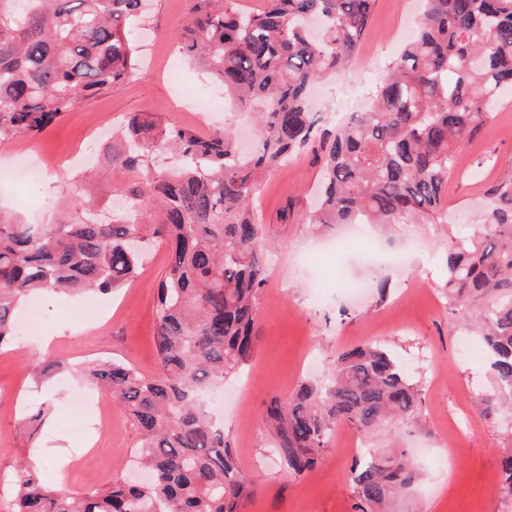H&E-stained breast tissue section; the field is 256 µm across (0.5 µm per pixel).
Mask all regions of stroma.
<instances>
[{
	"label": "stroma",
	"mask_w": 512,
	"mask_h": 512,
	"mask_svg": "<svg viewBox=\"0 0 512 512\" xmlns=\"http://www.w3.org/2000/svg\"><path fill=\"white\" fill-rule=\"evenodd\" d=\"M191 0H152L144 23L134 34L138 65L131 78L112 93L82 103L36 139L18 138L0 146V166L30 148L50 164L27 179L0 186V210L30 224H52L61 217L56 200L67 183L78 180L97 161L106 113L159 112L166 122L200 135L227 126L244 152L257 132L248 118L224 98L223 86L198 64L178 57L172 35L186 22ZM422 0H377L369 29L353 60L335 78L313 90V111L329 102L347 112L364 111L393 61L412 37ZM210 111L193 108L194 99ZM323 154L309 150L263 176L253 199L269 243L267 284L259 300V340L252 359L227 381L237 391L221 409L224 431L240 469L251 479L254 495L242 512H353L348 470L355 460L348 447L391 453L408 449L418 465V485L397 501L396 512H512V497L499 489L501 458L512 447V408L487 412L492 389L481 344L463 311L452 310L445 284L448 227L477 225L485 193L512 171V92L504 93L480 134L464 145L448 180V221L401 224L388 233L365 226L368 238L399 263L368 264L358 250L341 246L346 228L316 230L304 224L320 188ZM168 266V250L153 243L139 277L97 297L99 311L89 315L86 300L64 293L42 297V326L25 348L0 350V512L19 462L39 455L43 471L67 491L99 488L126 474L138 437L119 406L108 403L110 427L103 435L68 431L64 420L87 417L104 393L79 370L99 359L127 362L144 375L158 369L154 341L155 285ZM350 280L384 281L386 294L368 292L350 298ZM469 352H462L461 342ZM381 343L406 365L422 389L416 414L395 426L360 437L338 425L315 468L294 476L271 449L262 420L271 396H287L305 380H320L343 351ZM69 363L71 372L46 383L32 379L42 357ZM47 422H29L39 405Z\"/></svg>",
	"instance_id": "1"
}]
</instances>
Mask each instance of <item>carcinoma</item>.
<instances>
[{"instance_id":"carcinoma-1","label":"carcinoma","mask_w":512,"mask_h":512,"mask_svg":"<svg viewBox=\"0 0 512 512\" xmlns=\"http://www.w3.org/2000/svg\"><path fill=\"white\" fill-rule=\"evenodd\" d=\"M143 0H0V145L36 138L67 112L120 87L137 65L128 36ZM376 0H194L175 50L224 85L240 112L255 116L252 155L237 153L227 129L201 136L132 112L105 167L134 174L121 192L142 224L103 222V199L67 190V217L46 226L0 216V348L17 344L15 312L32 295L108 294L142 265L129 239L162 242L170 262L156 286L159 369L147 378L118 361L85 375L103 387L139 436L147 483L124 479L63 491L21 465L10 512H241L253 494L232 444L202 397L246 365L258 339L266 282L264 225L253 212L260 175L319 144L323 192L309 224L448 222V179L458 148L473 139L512 86V0H425L415 36L390 67L372 107L325 128L307 106L308 88L352 60ZM168 151L166 170L152 164ZM484 223L448 247V299L479 301L474 325L490 360V400L512 403V171L487 191ZM418 385L380 344L337 356L321 384L274 396L265 421L280 463L302 476L347 424L371 433L412 417ZM418 470L406 451L369 456L350 469L354 512H388ZM500 490L512 497V454Z\"/></svg>"}]
</instances>
